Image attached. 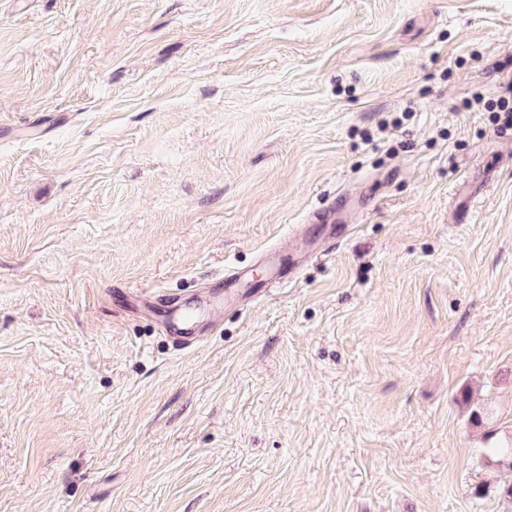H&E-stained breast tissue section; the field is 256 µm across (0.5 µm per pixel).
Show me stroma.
<instances>
[{"instance_id":"obj_1","label":"stroma","mask_w":512,"mask_h":512,"mask_svg":"<svg viewBox=\"0 0 512 512\" xmlns=\"http://www.w3.org/2000/svg\"><path fill=\"white\" fill-rule=\"evenodd\" d=\"M511 85L512 0H0V512H512ZM245 275L246 271L243 269L229 271L224 278L226 282L224 296H214L209 301L197 296L196 299L185 305L173 303L171 313L161 323L162 332L171 337L179 346H189L199 341L201 336L192 335L189 326L200 314L210 315L214 310L224 307L225 303L239 304L256 294L248 289L235 288L245 282Z\"/></svg>"}]
</instances>
